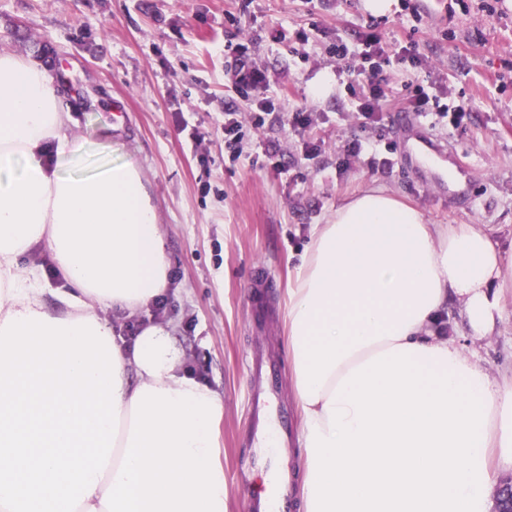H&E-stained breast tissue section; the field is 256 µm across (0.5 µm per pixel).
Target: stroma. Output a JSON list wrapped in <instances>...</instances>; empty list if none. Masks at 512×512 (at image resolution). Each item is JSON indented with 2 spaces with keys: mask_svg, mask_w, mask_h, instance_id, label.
<instances>
[{
  "mask_svg": "<svg viewBox=\"0 0 512 512\" xmlns=\"http://www.w3.org/2000/svg\"><path fill=\"white\" fill-rule=\"evenodd\" d=\"M370 13L365 0H0V52L31 59L64 87L73 130L86 141L79 171L130 161L142 171L167 241L171 323L188 368L224 399L217 456L225 512H249L251 486L234 469L251 456L247 362L279 369L276 404L298 424L288 360V286L314 225L367 188L380 186L433 224H488L512 247V0L487 13L481 0H393L378 31L415 42L428 69L390 63L378 75L382 119L361 128L337 72L338 41H355ZM248 54L264 75L239 87L232 72ZM438 75L471 120L456 130L427 114L422 125L401 102L406 87ZM321 95H313L314 87ZM278 118L253 125L265 98ZM242 121L237 156L224 147V111ZM312 113L309 127L292 114ZM203 142H196V134ZM428 135L446 152L435 165L401 153ZM376 141L391 165L369 154L347 160L345 144ZM463 171L469 198L442 190L436 171ZM268 286H254L256 269ZM494 330L471 335L457 305L446 334L499 381L512 375V293Z\"/></svg>",
  "mask_w": 512,
  "mask_h": 512,
  "instance_id": "obj_1",
  "label": "stroma"
}]
</instances>
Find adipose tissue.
I'll return each mask as SVG.
<instances>
[{
	"mask_svg": "<svg viewBox=\"0 0 512 512\" xmlns=\"http://www.w3.org/2000/svg\"><path fill=\"white\" fill-rule=\"evenodd\" d=\"M47 71L0 53V512H224L222 397L171 328L118 340L168 288L137 165L61 173L84 140ZM46 248L63 284L24 258ZM512 249L484 224H432L370 188L315 225L288 290L304 512H490L512 468V380L441 328L456 302L492 331Z\"/></svg>",
	"mask_w": 512,
	"mask_h": 512,
	"instance_id": "adipose-tissue-1",
	"label": "adipose tissue"
}]
</instances>
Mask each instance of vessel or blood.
Returning a JSON list of instances; mask_svg holds the SVG:
<instances>
[{"label": "vessel or blood", "instance_id": "1", "mask_svg": "<svg viewBox=\"0 0 512 512\" xmlns=\"http://www.w3.org/2000/svg\"><path fill=\"white\" fill-rule=\"evenodd\" d=\"M250 375V397L254 428L247 438L258 452L240 460L235 469L237 480L265 463V451H281L287 447L291 427L287 413L274 405L278 376L265 360H252L248 366ZM294 503V487L286 467L270 470L265 485L260 486L253 499V512H291Z\"/></svg>", "mask_w": 512, "mask_h": 512}]
</instances>
